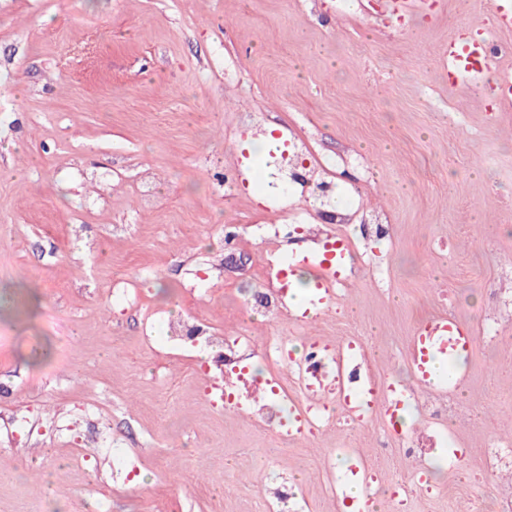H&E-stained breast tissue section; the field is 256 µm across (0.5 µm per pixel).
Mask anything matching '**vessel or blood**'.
Listing matches in <instances>:
<instances>
[{
	"label": "vessel or blood",
	"instance_id": "b4317fda",
	"mask_svg": "<svg viewBox=\"0 0 512 512\" xmlns=\"http://www.w3.org/2000/svg\"><path fill=\"white\" fill-rule=\"evenodd\" d=\"M447 58L449 77L479 83L489 70L494 55L485 39L474 37L461 28L448 42ZM475 346L473 331L457 318L442 316L419 325L409 349L417 386L423 390H438L439 385L429 367L433 355L441 353L452 359L460 358L468 355Z\"/></svg>",
	"mask_w": 512,
	"mask_h": 512
}]
</instances>
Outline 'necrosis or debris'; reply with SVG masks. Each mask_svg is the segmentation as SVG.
I'll return each mask as SVG.
<instances>
[{
  "label": "necrosis or debris",
  "instance_id": "necrosis-or-debris-1",
  "mask_svg": "<svg viewBox=\"0 0 512 512\" xmlns=\"http://www.w3.org/2000/svg\"><path fill=\"white\" fill-rule=\"evenodd\" d=\"M191 335L201 345L224 350V364L232 375L231 380L224 383L225 409L250 411L256 426L276 439L305 438L330 425L347 431L363 427L365 420L344 410H333L330 404L348 393L367 395L372 399L369 420L376 424L374 442L378 455L417 459L428 480L418 487L404 479L385 484L380 479L377 465L371 462L364 466L361 480L366 485L376 486L393 503L395 512H408L413 494L428 495L441 490V482L433 477L435 465L430 450L455 443V436L448 431V421L458 403L441 395L415 394L409 382L398 377L376 381L365 337H352L344 356H337L329 347L314 344L298 361L293 359L287 339L272 337L264 356L270 362L287 364L292 380L287 386L274 377L250 371L243 364L240 352L249 346V337L229 340L208 336L197 327L192 328ZM257 385L269 386L273 395L271 403L252 405L250 389ZM285 402L292 403L296 411L289 424L278 415L279 406ZM409 406L417 407L427 418L430 433L426 440L414 439L401 424L400 414Z\"/></svg>",
  "mask_w": 512,
  "mask_h": 512
}]
</instances>
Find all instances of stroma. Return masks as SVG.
I'll list each match as a JSON object with an SVG mask.
<instances>
[{"instance_id":"1","label":"stroma","mask_w":512,"mask_h":512,"mask_svg":"<svg viewBox=\"0 0 512 512\" xmlns=\"http://www.w3.org/2000/svg\"><path fill=\"white\" fill-rule=\"evenodd\" d=\"M461 26L512 44L490 0L400 19L384 0H0V512H256L285 478L340 512L322 462L373 450L369 429L279 445L225 412L189 325L250 337L259 367L271 336L296 358L366 336L384 377L427 313L500 319L448 429L512 438V106L449 80ZM266 131L280 144L254 157ZM285 154L315 174L304 195ZM374 223L391 242L363 240ZM282 269L273 319L254 298ZM505 475L412 512H490Z\"/></svg>"}]
</instances>
